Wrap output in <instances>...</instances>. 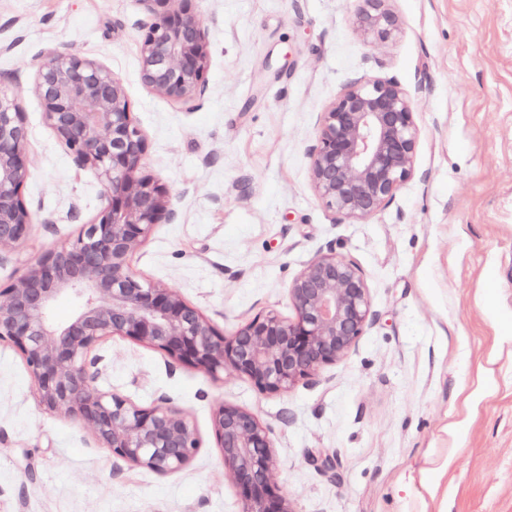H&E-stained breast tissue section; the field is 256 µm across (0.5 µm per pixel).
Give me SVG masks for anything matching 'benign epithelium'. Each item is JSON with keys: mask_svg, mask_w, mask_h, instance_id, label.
I'll return each instance as SVG.
<instances>
[{"mask_svg": "<svg viewBox=\"0 0 512 512\" xmlns=\"http://www.w3.org/2000/svg\"><path fill=\"white\" fill-rule=\"evenodd\" d=\"M151 21L140 43L141 78L154 93L193 105L208 89L209 49L195 0H142ZM360 34L391 40L400 29L389 0H361ZM34 92L44 117L75 164L97 174L106 205L77 235L42 253L18 279L0 286V342L13 346L33 377L39 404L87 427L125 463L169 474L202 448L194 422L162 398L149 406L97 385L95 348L114 336L153 348L176 364L218 379L230 369L264 395L312 383L370 326L376 313L361 269L329 250L289 285L293 319L268 309L230 334L198 306L132 267L154 227L177 212L168 190L142 174L146 139L133 118L123 82L98 62L48 49ZM419 128L410 95L394 79L351 80L321 113L308 149L320 201L337 215L363 221L388 206L416 174ZM28 129L19 94L0 81V255L23 244L35 216L23 187ZM74 295L66 322L53 305ZM211 431L242 512H294L273 480L272 429L250 410L222 403ZM310 461L339 479L332 455Z\"/></svg>", "mask_w": 512, "mask_h": 512, "instance_id": "1", "label": "benign epithelium"}]
</instances>
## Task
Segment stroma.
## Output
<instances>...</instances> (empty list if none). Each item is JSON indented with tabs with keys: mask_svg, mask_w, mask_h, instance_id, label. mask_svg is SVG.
I'll return each instance as SVG.
<instances>
[{
	"mask_svg": "<svg viewBox=\"0 0 512 512\" xmlns=\"http://www.w3.org/2000/svg\"><path fill=\"white\" fill-rule=\"evenodd\" d=\"M360 0H198L206 96L186 106L141 80V0H0V74L29 128V239L0 256V284L73 238L106 204L33 93L46 49L118 75L146 136L144 172L178 219L132 267L175 288L225 333L257 313L296 315L289 285L327 249L363 271L377 320L313 383L279 396L245 377L177 366L114 337L100 388L166 398L203 446L160 475L112 456L44 410L18 351L0 342V512H239L211 434L221 403L273 430L274 478L295 512H512V0H390L400 29L372 45ZM396 79L420 129L417 177L370 219L327 209L308 148L321 112L362 75ZM333 455L332 480L307 460ZM441 466L439 483L427 469Z\"/></svg>",
	"mask_w": 512,
	"mask_h": 512,
	"instance_id": "35a3bbf8",
	"label": "stroma"
}]
</instances>
